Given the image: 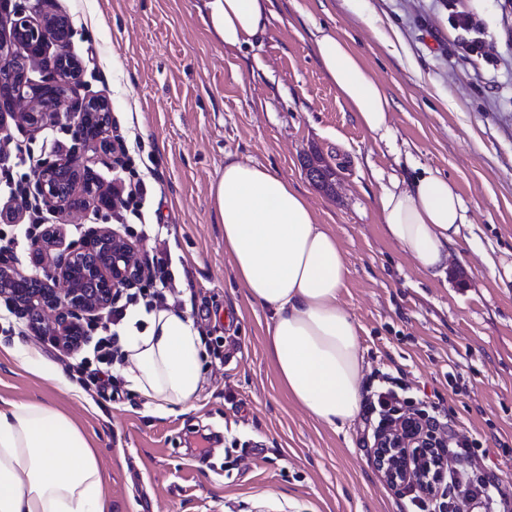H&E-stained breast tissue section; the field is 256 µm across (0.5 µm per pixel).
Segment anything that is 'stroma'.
Segmentation results:
<instances>
[{
	"label": "stroma",
	"mask_w": 512,
	"mask_h": 512,
	"mask_svg": "<svg viewBox=\"0 0 512 512\" xmlns=\"http://www.w3.org/2000/svg\"><path fill=\"white\" fill-rule=\"evenodd\" d=\"M201 0H47L68 19L84 69L78 96L112 104L110 134L123 136L127 176L147 186L139 213L106 224L141 237L142 254L167 250L175 309L188 312L206 347L190 411L159 414L128 388L101 398L85 387L82 358L30 334L0 299V397L60 407L95 440L111 512H408L370 453V404L341 431L310 417L280 384L266 352L267 311L244 297L224 249L212 187L227 158L259 164L306 198L336 235L349 268L338 303L360 326L362 397L395 380L404 397L439 405L471 444L469 464L512 484V0H269L254 42L224 47ZM482 26L489 58L464 55L451 11ZM361 56L392 106L379 140L339 98L313 46L315 28ZM76 127H12L7 161L50 160ZM319 160L328 185L310 181ZM432 171L453 182L466 223L449 249L448 276H427L384 233L380 197ZM0 247L41 219L82 230L64 213L33 214L0 185ZM160 237H142L148 224ZM22 338L72 384L20 368L4 349ZM205 456H198V449Z\"/></svg>",
	"instance_id": "obj_1"
}]
</instances>
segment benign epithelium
Returning a JSON list of instances; mask_svg holds the SVG:
<instances>
[{
	"instance_id": "obj_1",
	"label": "benign epithelium",
	"mask_w": 512,
	"mask_h": 512,
	"mask_svg": "<svg viewBox=\"0 0 512 512\" xmlns=\"http://www.w3.org/2000/svg\"><path fill=\"white\" fill-rule=\"evenodd\" d=\"M44 3L24 0L10 8L9 0H0V85L14 84L12 94L0 99V162L10 155L11 121L38 130L63 118L79 128H90L94 114L111 111L109 100L102 96L71 99L70 94L83 84V69L76 60L60 103L46 104L31 95L29 86L35 81L28 70H18L16 63L24 51L35 46L36 58H41L51 43L46 28L64 21L47 14ZM104 131L103 125L91 128L73 146L58 151L53 160L41 163L33 181L24 187L25 196L50 212L67 213L78 224L91 207L112 210V183L98 178L92 169L93 164L115 154V146ZM61 170L72 178L67 196L57 187L56 173ZM86 236L85 250L94 249L99 254L90 281L74 278L75 267L82 263L79 250L69 249L60 259L45 263L50 251L62 245L60 224L48 225L33 246L40 273L24 271L16 259L0 250V298L28 319L35 336L67 354L75 353L86 342L88 324L112 306L117 292L142 286L147 276L139 241L105 224L88 228ZM447 447V435L429 429L426 420L407 415L378 434L371 449V464L389 486L399 491L414 487L430 494L436 492V481L448 470Z\"/></svg>"
}]
</instances>
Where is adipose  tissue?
Instances as JSON below:
<instances>
[{"label":"adipose tissue","mask_w":512,"mask_h":512,"mask_svg":"<svg viewBox=\"0 0 512 512\" xmlns=\"http://www.w3.org/2000/svg\"><path fill=\"white\" fill-rule=\"evenodd\" d=\"M267 0H203V20L225 47L251 43ZM341 99L379 137L390 101L342 38L312 34ZM224 248L251 304L268 309L267 351L290 397L334 430L361 409L364 358L359 326L338 304L349 273L336 237L317 224L304 196L270 169L227 160L212 189ZM387 237L431 277L444 276L448 251L466 222L453 183L425 172L412 187L384 193ZM116 374L147 406L188 403L201 383L202 338L186 313L139 311L119 337ZM0 512H108L97 456L84 431L40 400L0 398Z\"/></svg>","instance_id":"1"}]
</instances>
